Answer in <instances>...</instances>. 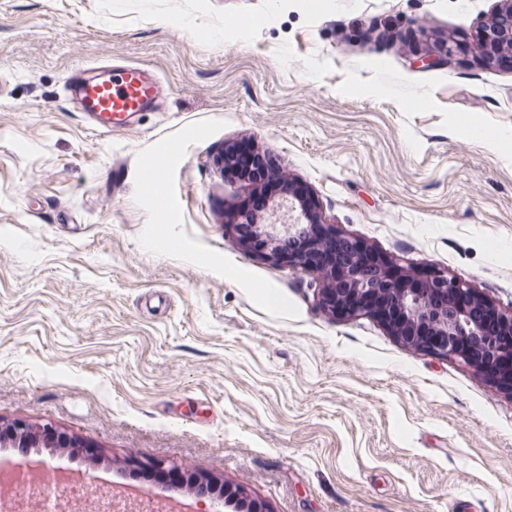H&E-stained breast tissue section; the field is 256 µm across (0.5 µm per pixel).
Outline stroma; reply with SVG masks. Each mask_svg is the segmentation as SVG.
<instances>
[{
  "label": "stroma",
  "mask_w": 512,
  "mask_h": 512,
  "mask_svg": "<svg viewBox=\"0 0 512 512\" xmlns=\"http://www.w3.org/2000/svg\"><path fill=\"white\" fill-rule=\"evenodd\" d=\"M500 6L0 0V420L93 440L53 467L119 489L134 456L265 512H512V396L246 251L256 186L224 170L249 142L342 236L512 312V66L478 49ZM107 59L169 89L137 129L64 97Z\"/></svg>",
  "instance_id": "1"
}]
</instances>
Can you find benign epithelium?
<instances>
[{
	"label": "benign epithelium",
	"mask_w": 512,
	"mask_h": 512,
	"mask_svg": "<svg viewBox=\"0 0 512 512\" xmlns=\"http://www.w3.org/2000/svg\"><path fill=\"white\" fill-rule=\"evenodd\" d=\"M482 57L497 59L512 52V2L492 13L481 31ZM285 192L301 204L305 222L316 224L315 202L292 186ZM242 223L251 224L266 240L263 257L292 269L319 274L322 285L315 292L317 304L338 317L364 313L379 321L405 343L442 360H458L481 372L501 391L512 396V312L496 309L463 280L431 267L422 279L413 269L390 277L381 273L385 258L370 254L363 243L338 233L293 242L280 247V233L272 214L261 219L241 212ZM0 443L15 448H92L94 444L70 435L47 421L32 425L24 419L0 422ZM224 506L231 512H261L257 504L240 499V491L226 490Z\"/></svg>",
	"instance_id": "1"
}]
</instances>
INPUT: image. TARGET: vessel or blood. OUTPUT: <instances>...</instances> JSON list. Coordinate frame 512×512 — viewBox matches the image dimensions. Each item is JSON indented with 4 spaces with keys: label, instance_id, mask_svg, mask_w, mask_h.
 Instances as JSON below:
<instances>
[{
    "label": "vessel or blood",
    "instance_id": "b4317fda",
    "mask_svg": "<svg viewBox=\"0 0 512 512\" xmlns=\"http://www.w3.org/2000/svg\"><path fill=\"white\" fill-rule=\"evenodd\" d=\"M66 92L91 127L105 133L133 126L141 113L159 110L165 95L152 70L129 63L78 68Z\"/></svg>",
    "mask_w": 512,
    "mask_h": 512
}]
</instances>
